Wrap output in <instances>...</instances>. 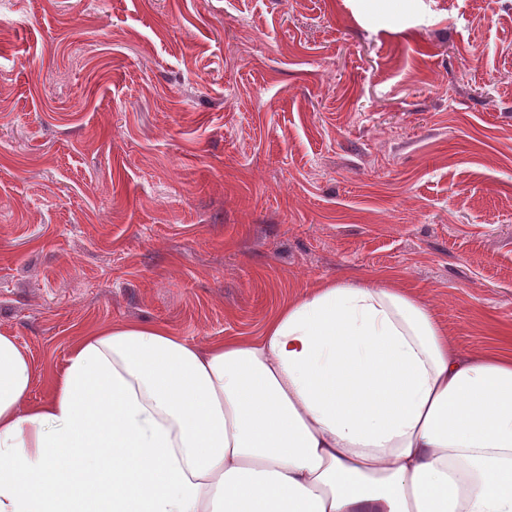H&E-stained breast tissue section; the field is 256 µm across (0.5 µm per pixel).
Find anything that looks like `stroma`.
<instances>
[{
	"mask_svg": "<svg viewBox=\"0 0 512 512\" xmlns=\"http://www.w3.org/2000/svg\"><path fill=\"white\" fill-rule=\"evenodd\" d=\"M364 277L512 332V0H0V333L259 335Z\"/></svg>",
	"mask_w": 512,
	"mask_h": 512,
	"instance_id": "1",
	"label": "stroma"
}]
</instances>
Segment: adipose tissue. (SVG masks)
Returning <instances> with one entry per match:
<instances>
[{
    "label": "adipose tissue",
    "mask_w": 512,
    "mask_h": 512,
    "mask_svg": "<svg viewBox=\"0 0 512 512\" xmlns=\"http://www.w3.org/2000/svg\"><path fill=\"white\" fill-rule=\"evenodd\" d=\"M0 333V512H512V336L366 279L197 346L88 329L50 397Z\"/></svg>",
    "instance_id": "1"
}]
</instances>
